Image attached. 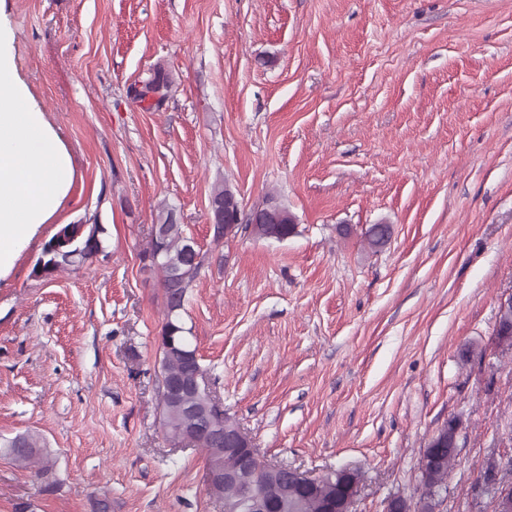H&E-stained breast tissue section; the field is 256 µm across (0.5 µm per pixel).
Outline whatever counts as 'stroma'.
Segmentation results:
<instances>
[{
  "mask_svg": "<svg viewBox=\"0 0 512 512\" xmlns=\"http://www.w3.org/2000/svg\"><path fill=\"white\" fill-rule=\"evenodd\" d=\"M13 75L74 179L0 277V438L39 434L48 474L0 448V512H224L203 452L159 407L163 291L142 253L173 208L203 265L181 321L216 401L265 462L361 477L354 512L414 500L463 429L433 512H491L512 459V0H0ZM164 68L159 111L130 97ZM276 194L278 242L214 241L208 196ZM105 253L50 279L58 225ZM392 237L370 248L365 230ZM460 422L457 418H450L438 432L429 440L424 453L431 457L429 467L421 472V484L435 488L436 493L448 479L455 458L457 456Z\"/></svg>",
  "mask_w": 512,
  "mask_h": 512,
  "instance_id": "stroma-1",
  "label": "stroma"
}]
</instances>
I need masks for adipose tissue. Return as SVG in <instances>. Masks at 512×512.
I'll return each mask as SVG.
<instances>
[{"label": "adipose tissue", "mask_w": 512, "mask_h": 512, "mask_svg": "<svg viewBox=\"0 0 512 512\" xmlns=\"http://www.w3.org/2000/svg\"><path fill=\"white\" fill-rule=\"evenodd\" d=\"M26 95L12 73L9 35L0 30V273L56 211L74 177L69 152L42 112L24 107Z\"/></svg>", "instance_id": "adipose-tissue-1"}]
</instances>
